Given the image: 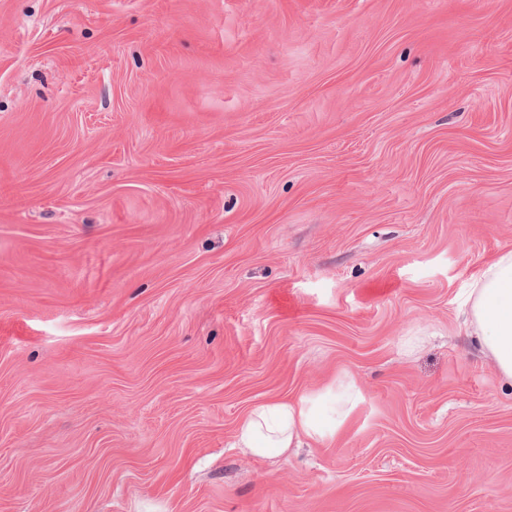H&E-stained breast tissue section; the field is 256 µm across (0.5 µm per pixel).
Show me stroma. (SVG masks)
<instances>
[{"instance_id":"1","label":"stroma","mask_w":512,"mask_h":512,"mask_svg":"<svg viewBox=\"0 0 512 512\" xmlns=\"http://www.w3.org/2000/svg\"><path fill=\"white\" fill-rule=\"evenodd\" d=\"M509 247L512 0H0V512H512ZM467 302L470 336L512 384V249L500 252L472 276ZM333 394L328 404L322 398ZM362 400L359 388L339 383L335 392L327 388L298 399H281L260 404L240 421L236 447L255 458L280 456L290 448L332 438L345 425Z\"/></svg>"}]
</instances>
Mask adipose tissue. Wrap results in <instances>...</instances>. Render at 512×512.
<instances>
[{"label":"adipose tissue","instance_id":"1","mask_svg":"<svg viewBox=\"0 0 512 512\" xmlns=\"http://www.w3.org/2000/svg\"><path fill=\"white\" fill-rule=\"evenodd\" d=\"M467 302L470 336L512 384V249L500 252L472 276ZM361 399L356 385L343 382L327 404L318 393L260 404L241 419L236 445L264 459L334 437Z\"/></svg>","mask_w":512,"mask_h":512}]
</instances>
